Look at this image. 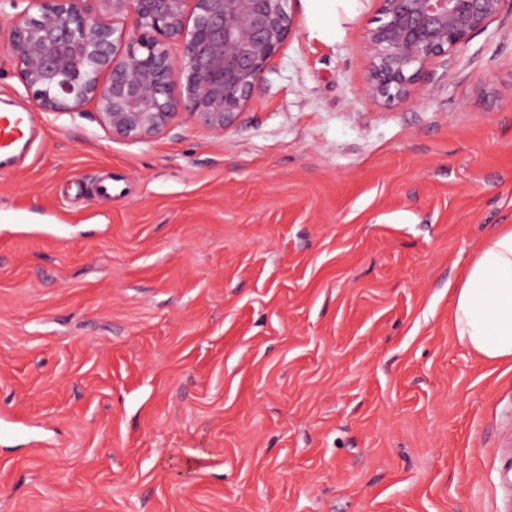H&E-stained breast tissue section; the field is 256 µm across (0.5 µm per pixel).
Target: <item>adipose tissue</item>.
Returning a JSON list of instances; mask_svg holds the SVG:
<instances>
[{
  "instance_id": "obj_1",
  "label": "adipose tissue",
  "mask_w": 512,
  "mask_h": 512,
  "mask_svg": "<svg viewBox=\"0 0 512 512\" xmlns=\"http://www.w3.org/2000/svg\"><path fill=\"white\" fill-rule=\"evenodd\" d=\"M457 341L489 362L512 361V226L467 265L451 303Z\"/></svg>"
}]
</instances>
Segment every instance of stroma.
<instances>
[{
    "instance_id": "obj_1",
    "label": "stroma",
    "mask_w": 512,
    "mask_h": 512,
    "mask_svg": "<svg viewBox=\"0 0 512 512\" xmlns=\"http://www.w3.org/2000/svg\"><path fill=\"white\" fill-rule=\"evenodd\" d=\"M289 7L224 135L41 112L0 174V512H506L512 362L448 289L512 225V10L388 101L377 0ZM313 6V12L318 24L314 26L318 36L325 35L331 25L333 13H337L338 7L346 8L347 2L351 0H309Z\"/></svg>"
}]
</instances>
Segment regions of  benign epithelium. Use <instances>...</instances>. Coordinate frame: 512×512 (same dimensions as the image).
Masks as SVG:
<instances>
[{"label": "benign epithelium", "instance_id": "benign-epithelium-1", "mask_svg": "<svg viewBox=\"0 0 512 512\" xmlns=\"http://www.w3.org/2000/svg\"><path fill=\"white\" fill-rule=\"evenodd\" d=\"M112 9L103 21L96 3ZM364 38L363 94H407L425 66L463 45L512 0H378ZM15 10L8 46L27 98L40 112L82 114L92 103L114 140L164 131L178 105L210 134L228 130L251 100L294 18L288 0H0ZM192 24H187V19ZM182 46L179 59L161 39ZM133 47L124 50L125 41ZM179 66V98L171 73Z\"/></svg>", "mask_w": 512, "mask_h": 512}]
</instances>
